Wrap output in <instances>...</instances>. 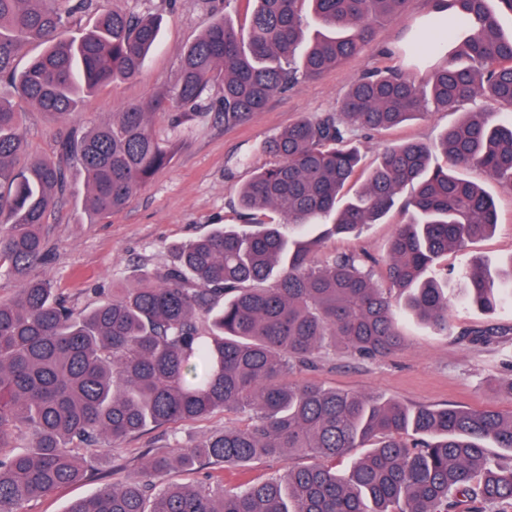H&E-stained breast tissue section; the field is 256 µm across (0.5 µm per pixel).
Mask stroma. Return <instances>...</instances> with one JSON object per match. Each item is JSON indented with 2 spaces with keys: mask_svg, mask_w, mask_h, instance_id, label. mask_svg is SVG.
Instances as JSON below:
<instances>
[{
  "mask_svg": "<svg viewBox=\"0 0 512 512\" xmlns=\"http://www.w3.org/2000/svg\"><path fill=\"white\" fill-rule=\"evenodd\" d=\"M254 7L253 0H93L88 9L71 18L72 35L90 28L102 8L148 12L163 23L158 45L140 75L114 81L86 98L78 111L77 127L89 130L110 120L127 103L155 98L174 85L183 48L196 40L214 17L228 15L236 27L243 28ZM420 15V8L415 7L404 18L378 27L374 41L364 50L319 79L301 81L274 97L246 124L225 125L216 108L221 95L217 85L209 90L201 108L176 118L168 112L155 113L151 118L154 133L169 146L171 158L117 213L89 220L84 207L85 177L80 169H72V191L50 219V259L33 269V277L51 281L70 305L91 308L112 288L133 284L142 268L173 264L179 245L217 225L244 229L237 190L257 167L269 163L263 150L268 139L299 117L335 111L352 82L373 68L398 66L413 70L419 79L428 74V67L412 68L410 59L398 52ZM14 107L20 114L29 157L52 153L61 122L52 113L20 101ZM459 118V113L432 107L420 119L394 131L358 134L364 167L374 165L387 147L408 139L436 145L442 131ZM465 176L485 188L498 212L495 232L474 241L469 250L490 266H501L512 258V190L474 169ZM404 220V213L396 209L383 223L368 225L357 236H328L318 226L305 230L304 237L313 241L311 258L318 264L332 255L349 253L381 260L387 256L395 225ZM492 322L512 328V312L490 316L456 304L449 311L450 328L445 333L402 315L398 318L402 343L388 356L362 358L328 346L314 366L295 369L293 376L408 405L489 407L508 415L512 413V396L505 386L512 381V331L487 344L468 337L470 331ZM244 422L242 414L218 413L131 436L115 450V467L89 472L80 482L50 492L32 503L29 512H65L72 500L91 496L104 482L121 483L139 476L146 451L163 450L175 442L200 439ZM283 466V460L261 458L243 471L210 465L195 473L172 470L161 480L196 485L213 477L231 488L278 475Z\"/></svg>",
  "mask_w": 512,
  "mask_h": 512,
  "instance_id": "1",
  "label": "stroma"
}]
</instances>
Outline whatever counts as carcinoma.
<instances>
[{
  "instance_id": "1",
  "label": "carcinoma",
  "mask_w": 512,
  "mask_h": 512,
  "mask_svg": "<svg viewBox=\"0 0 512 512\" xmlns=\"http://www.w3.org/2000/svg\"><path fill=\"white\" fill-rule=\"evenodd\" d=\"M442 1L451 48L426 79L392 67L356 78L337 111L301 117L265 144L273 162L238 192L249 230L217 226L181 246L172 266L82 310L30 277L49 259V218L71 191L66 165L84 171L90 219L117 212L169 161L152 114L196 107L219 79L224 122L245 123L300 79L360 52L411 0H256L245 34L216 17L182 50L166 92L125 105L90 133L61 134L56 155L21 170L14 159L26 140L13 100L72 123L85 97L141 72L161 20L105 11L72 36L70 18L88 0H0V270L19 283L0 301V512H28L149 426L216 412L242 413L246 423L154 453L139 477L109 482L66 512H493L512 502V414L286 380L328 343L362 357L391 353L401 341L393 288L405 311L439 332L454 301L489 315L512 305V260L493 273L466 257L498 216L493 199L460 175L477 169L512 188V119L464 111L482 98L512 112V31L500 23L512 0H421L422 11ZM310 18L319 30L308 40ZM31 42L44 51L19 71L15 58ZM431 102L464 112L436 145L445 164H432L430 146L404 141L357 184V133L395 129ZM408 186L407 221L395 226L381 265L357 254L317 265L307 243L267 220L270 211L300 229L329 221L333 233H352L383 220ZM450 252L465 256L450 270L452 297L448 281L430 275ZM21 431L30 443L15 452ZM489 442L506 455L490 460ZM360 447L368 453L337 473L332 462ZM294 455L316 463L232 489L155 481L172 469Z\"/></svg>"
}]
</instances>
